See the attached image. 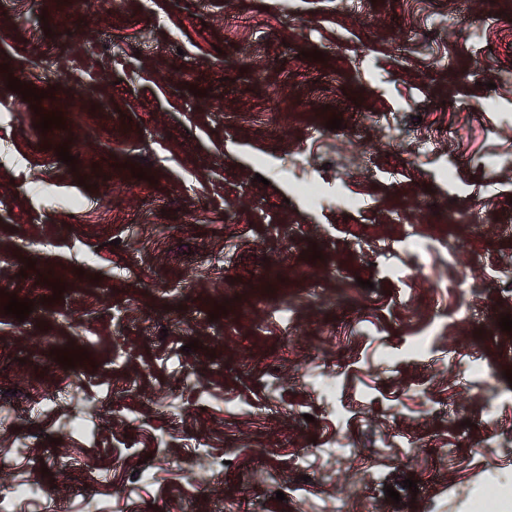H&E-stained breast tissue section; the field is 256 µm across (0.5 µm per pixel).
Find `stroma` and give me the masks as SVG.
<instances>
[{"label": "stroma", "mask_w": 512, "mask_h": 512, "mask_svg": "<svg viewBox=\"0 0 512 512\" xmlns=\"http://www.w3.org/2000/svg\"><path fill=\"white\" fill-rule=\"evenodd\" d=\"M2 144L11 512H476L512 479V0H0Z\"/></svg>", "instance_id": "stroma-1"}]
</instances>
